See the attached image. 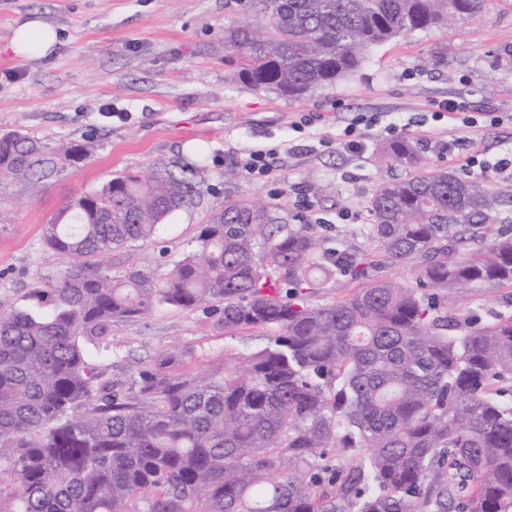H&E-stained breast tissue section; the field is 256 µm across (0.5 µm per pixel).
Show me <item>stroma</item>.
Wrapping results in <instances>:
<instances>
[{
	"label": "stroma",
	"instance_id": "35a3bbf8",
	"mask_svg": "<svg viewBox=\"0 0 512 512\" xmlns=\"http://www.w3.org/2000/svg\"><path fill=\"white\" fill-rule=\"evenodd\" d=\"M35 17L59 33L44 59L10 47L15 28ZM252 21L246 0H0V135L20 129L51 149L88 147L85 161L48 181L0 185V299L27 307L38 276L63 265L42 237L72 195L118 173L148 177L161 163L194 171L199 203L151 239L113 250V273L149 265L165 274L194 251L199 226L228 195L313 225L321 252L365 245L374 191L408 174L383 156L394 124L420 142L419 170L463 171L512 194V180L443 155L453 133L436 113L448 99L502 113L480 130L483 160L491 167L512 155V0L374 46L356 72L299 98L237 78L240 58L225 49L224 31ZM361 117L363 146L352 151L341 135ZM259 150L271 175L241 172V159ZM230 169L238 175L228 182ZM268 342L263 331L224 333L199 310L159 308L114 320L98 365L104 379L123 381L132 365L168 349L181 352L182 371L218 376Z\"/></svg>",
	"mask_w": 512,
	"mask_h": 512
}]
</instances>
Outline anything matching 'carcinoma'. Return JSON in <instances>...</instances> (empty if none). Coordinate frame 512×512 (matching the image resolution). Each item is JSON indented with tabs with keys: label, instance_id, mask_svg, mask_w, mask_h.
Here are the masks:
<instances>
[{
	"label": "carcinoma",
	"instance_id": "cac0c4a2",
	"mask_svg": "<svg viewBox=\"0 0 512 512\" xmlns=\"http://www.w3.org/2000/svg\"><path fill=\"white\" fill-rule=\"evenodd\" d=\"M254 27L224 31L239 80L290 97L355 72L372 46L489 12L493 0H247ZM416 164L417 143L391 142ZM85 147L52 153L0 135V183L38 184ZM167 165L71 197L44 226L67 259L23 309L0 300V512H512V296L489 323L455 307L461 288H512V225L488 232L504 199L447 170L380 185L367 247L318 252L309 224L229 200L194 252L159 277L108 258L196 204ZM416 262L413 281L382 275ZM338 275L335 304L311 297ZM201 309L226 331L266 330L241 366L204 377L161 351L126 385L93 352L112 321ZM328 448L347 472L313 468Z\"/></svg>",
	"mask_w": 512,
	"mask_h": 512
}]
</instances>
